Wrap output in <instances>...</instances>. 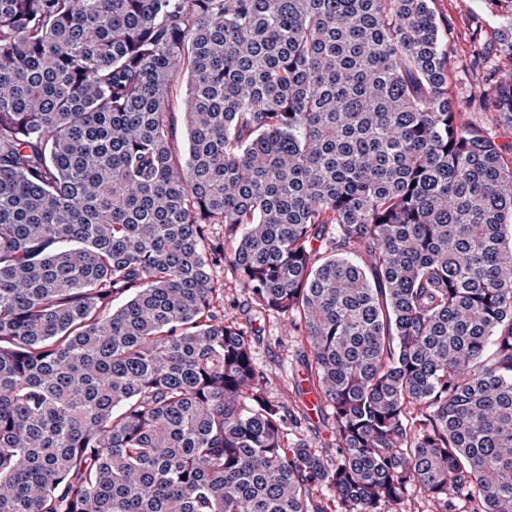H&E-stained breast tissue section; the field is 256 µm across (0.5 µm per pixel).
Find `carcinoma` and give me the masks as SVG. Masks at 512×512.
<instances>
[{
    "mask_svg": "<svg viewBox=\"0 0 512 512\" xmlns=\"http://www.w3.org/2000/svg\"><path fill=\"white\" fill-rule=\"evenodd\" d=\"M450 71L432 0H0V512H512V160ZM218 264L303 327L333 466ZM325 417L316 418L312 415L310 424L302 422V428L294 431L292 426L288 428V421L284 422L283 432L285 441L292 442L295 437L307 439L312 444V449L323 459L326 465L336 463V434L329 407L324 411Z\"/></svg>",
    "mask_w": 512,
    "mask_h": 512,
    "instance_id": "1",
    "label": "carcinoma"
}]
</instances>
